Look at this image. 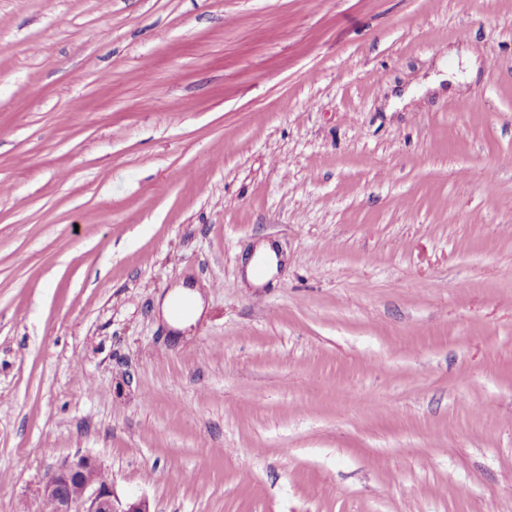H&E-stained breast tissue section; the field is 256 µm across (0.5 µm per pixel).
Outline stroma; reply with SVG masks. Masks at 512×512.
Returning a JSON list of instances; mask_svg holds the SVG:
<instances>
[{
  "instance_id": "35a3bbf8",
  "label": "stroma",
  "mask_w": 512,
  "mask_h": 512,
  "mask_svg": "<svg viewBox=\"0 0 512 512\" xmlns=\"http://www.w3.org/2000/svg\"><path fill=\"white\" fill-rule=\"evenodd\" d=\"M80 456L121 510L512 512V0H0V512ZM202 311L203 302L200 293L190 292L184 288H176L169 293L161 305L163 317L179 328L194 323L201 316Z\"/></svg>"
}]
</instances>
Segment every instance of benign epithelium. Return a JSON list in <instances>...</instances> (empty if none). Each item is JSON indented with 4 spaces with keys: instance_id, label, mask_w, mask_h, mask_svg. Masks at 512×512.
Wrapping results in <instances>:
<instances>
[{
    "instance_id": "benign-epithelium-1",
    "label": "benign epithelium",
    "mask_w": 512,
    "mask_h": 512,
    "mask_svg": "<svg viewBox=\"0 0 512 512\" xmlns=\"http://www.w3.org/2000/svg\"><path fill=\"white\" fill-rule=\"evenodd\" d=\"M41 497L48 512H150L140 500L120 511L102 467L89 457L62 465L44 481Z\"/></svg>"
}]
</instances>
